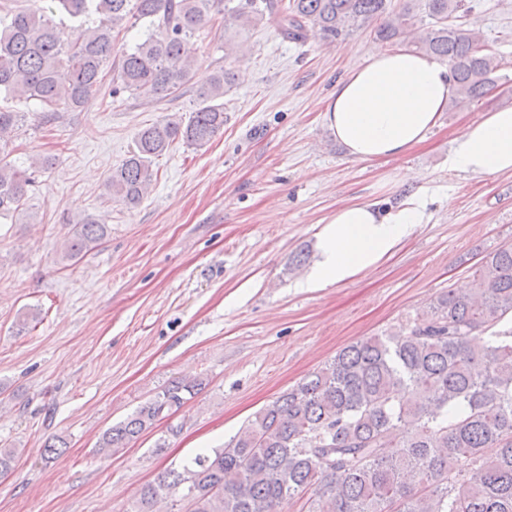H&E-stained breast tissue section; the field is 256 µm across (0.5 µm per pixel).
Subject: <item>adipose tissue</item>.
Instances as JSON below:
<instances>
[{
	"label": "adipose tissue",
	"instance_id": "adipose-tissue-1",
	"mask_svg": "<svg viewBox=\"0 0 512 512\" xmlns=\"http://www.w3.org/2000/svg\"><path fill=\"white\" fill-rule=\"evenodd\" d=\"M455 89L447 64L404 48L372 49L330 94L327 128L359 161H390L423 144ZM448 169L470 176L512 173V106L465 125L448 154ZM424 219L419 197L405 198L392 212L347 201L325 220L322 259L303 280L325 288L375 267Z\"/></svg>",
	"mask_w": 512,
	"mask_h": 512
}]
</instances>
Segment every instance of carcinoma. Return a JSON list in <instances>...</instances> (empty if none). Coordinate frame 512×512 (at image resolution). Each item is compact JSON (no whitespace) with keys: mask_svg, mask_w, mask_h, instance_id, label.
Wrapping results in <instances>:
<instances>
[{"mask_svg":"<svg viewBox=\"0 0 512 512\" xmlns=\"http://www.w3.org/2000/svg\"><path fill=\"white\" fill-rule=\"evenodd\" d=\"M0 15V95L44 118L83 109L107 65L112 94L161 101L193 79L188 40L224 12V57L244 55L235 37L276 18L299 43L306 27L331 40L374 19L377 38L398 43L406 30L417 52L446 62L454 101L471 104L494 88L500 62L482 36L457 23L465 0H50ZM62 18L55 19L56 15ZM127 25L145 37L112 56V32ZM218 68L196 90L188 121L138 132L108 175L106 193L140 203L156 178L152 159L180 139L202 147L224 128V94L235 85ZM26 112L0 106V218L26 213L34 172L11 160L7 135ZM99 216L80 220L67 239L75 259L104 238ZM205 385L172 381L107 429L98 451L116 452L178 411ZM179 498L182 512H512V246L487 253L472 288L440 294L398 336H373L336 352L255 412L221 448L196 454L178 471L145 484L133 512Z\"/></svg>","mask_w":512,"mask_h":512,"instance_id":"1","label":"carcinoma"}]
</instances>
